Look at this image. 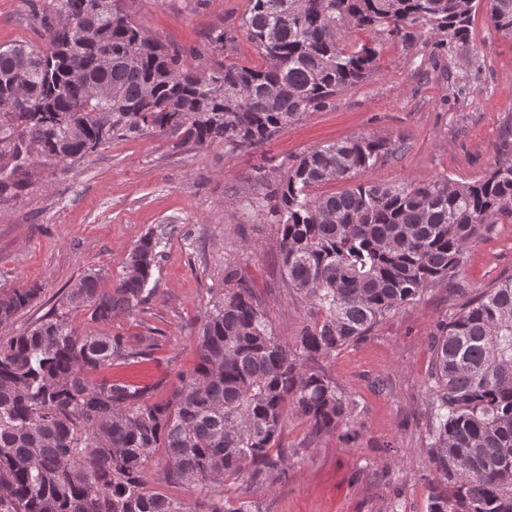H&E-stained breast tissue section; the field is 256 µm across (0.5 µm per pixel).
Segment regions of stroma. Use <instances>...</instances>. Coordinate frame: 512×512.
<instances>
[{
    "label": "stroma",
    "instance_id": "1",
    "mask_svg": "<svg viewBox=\"0 0 512 512\" xmlns=\"http://www.w3.org/2000/svg\"><path fill=\"white\" fill-rule=\"evenodd\" d=\"M44 0H0V45L44 46L33 16ZM143 33L177 52L184 67L209 71L225 61L264 66L239 26L248 0H123ZM239 35L211 49L214 28ZM348 44H377L379 69L336 94L329 107L304 113L263 149L223 144L178 146L175 137H116L69 165L34 159L26 187L0 201V290L38 286V299L0 336L22 332L85 274L118 279L130 250L147 234L161 252L151 293L129 315L100 325L102 334L139 346L135 364L113 365L112 380L153 386L160 400L193 373L199 329L224 297V270L234 265L277 336L298 333L304 311L293 302L279 266L280 231L250 216L241 192L261 155L292 158L303 150L362 135L386 137L405 150L381 160L363 180L383 185L447 177H482L495 157L512 159V38L496 31L485 5L472 21L471 47L431 60L429 50L368 30ZM512 276V223L492 225L473 243L460 277L388 315L363 341L325 360L327 373L359 403L358 437H312L287 413L281 444L292 452L280 477L261 484L224 482L231 502L259 512H426L437 478L422 448L427 438L430 335L436 323L475 295Z\"/></svg>",
    "mask_w": 512,
    "mask_h": 512
}]
</instances>
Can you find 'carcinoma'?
<instances>
[{
  "label": "carcinoma",
  "instance_id": "carcinoma-1",
  "mask_svg": "<svg viewBox=\"0 0 512 512\" xmlns=\"http://www.w3.org/2000/svg\"><path fill=\"white\" fill-rule=\"evenodd\" d=\"M496 30L512 37V0H486ZM475 0H249L242 29L265 60L197 73L146 36L118 0H50L40 24L45 48L0 47V198L18 196L34 155L74 164L116 135L171 134L179 145L260 147L344 88L378 71L377 47L346 44L352 29L412 44L423 36L453 55L471 43ZM91 43L79 41L84 24ZM232 29L210 45L227 50ZM81 70L105 94L86 98ZM403 150L360 136L254 167L246 206L280 231V267L305 309L293 339L274 335L252 289L227 266L224 298L205 318L199 362L161 401L150 387L92 379L142 351L87 329L71 313L105 324L147 297L158 242L142 239L109 288L83 276L64 310L0 336V512H195L185 499L152 492L144 473L164 450V479L210 492L203 512H254L215 488L226 478L266 482L285 473L279 449L285 410L310 434H352L356 399L321 361L369 336L400 306L458 281L469 246L492 224L512 223V161L483 177L345 182ZM40 288L0 292V326ZM428 441L439 485L428 512H512V276L468 300L430 335Z\"/></svg>",
  "mask_w": 512,
  "mask_h": 512
}]
</instances>
